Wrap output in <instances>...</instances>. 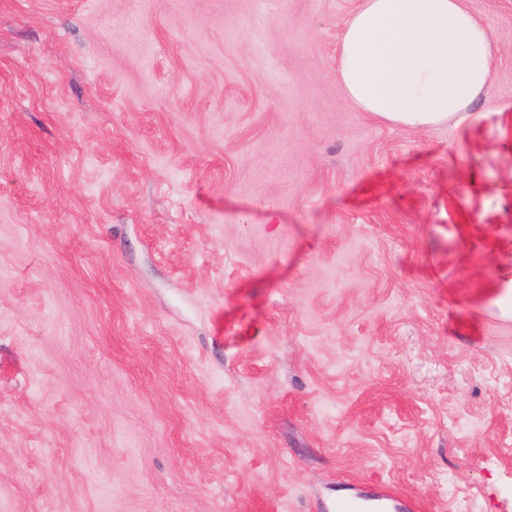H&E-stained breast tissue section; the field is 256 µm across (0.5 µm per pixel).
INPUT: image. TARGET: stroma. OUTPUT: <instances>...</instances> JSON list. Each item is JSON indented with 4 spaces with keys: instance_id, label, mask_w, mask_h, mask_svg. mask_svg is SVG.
I'll return each instance as SVG.
<instances>
[{
    "instance_id": "35a3bbf8",
    "label": "stroma",
    "mask_w": 512,
    "mask_h": 512,
    "mask_svg": "<svg viewBox=\"0 0 512 512\" xmlns=\"http://www.w3.org/2000/svg\"><path fill=\"white\" fill-rule=\"evenodd\" d=\"M356 2L0 0V512H512V0L428 130ZM390 493L384 494L380 499L372 502L360 498H348L336 503V512H387L390 509Z\"/></svg>"
}]
</instances>
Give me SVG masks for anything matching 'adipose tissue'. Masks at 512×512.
Returning a JSON list of instances; mask_svg holds the SVG:
<instances>
[{"instance_id": "ef3b65f1", "label": "adipose tissue", "mask_w": 512, "mask_h": 512, "mask_svg": "<svg viewBox=\"0 0 512 512\" xmlns=\"http://www.w3.org/2000/svg\"><path fill=\"white\" fill-rule=\"evenodd\" d=\"M487 24L467 0H358L336 76L359 111L414 129L462 125L492 79Z\"/></svg>"}]
</instances>
